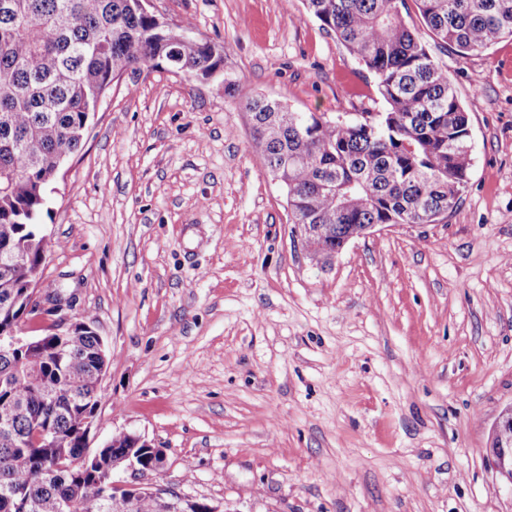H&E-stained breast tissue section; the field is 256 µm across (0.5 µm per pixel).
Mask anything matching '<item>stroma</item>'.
<instances>
[{
  "mask_svg": "<svg viewBox=\"0 0 512 512\" xmlns=\"http://www.w3.org/2000/svg\"><path fill=\"white\" fill-rule=\"evenodd\" d=\"M223 45L236 97L162 68L113 81L47 189L42 284L109 354L90 449L145 436L222 512H512L487 458L512 405V38L448 69L471 128L459 206L314 261L242 99L348 121L372 74L303 0H151Z\"/></svg>",
  "mask_w": 512,
  "mask_h": 512,
  "instance_id": "1",
  "label": "stroma"
}]
</instances>
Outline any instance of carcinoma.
<instances>
[{"instance_id": "carcinoma-1", "label": "carcinoma", "mask_w": 512, "mask_h": 512, "mask_svg": "<svg viewBox=\"0 0 512 512\" xmlns=\"http://www.w3.org/2000/svg\"><path fill=\"white\" fill-rule=\"evenodd\" d=\"M436 41L460 57L512 38V0H415ZM373 74L386 104L376 118L331 121L260 95L242 105L252 148L285 190L292 223L312 253L334 250L364 224H437L465 191L471 168L468 113L405 22V0H304ZM167 65L235 97L224 48L193 23L172 25L142 0H0V334L35 314L26 289L48 253L38 219L47 187L84 144L91 114L129 69ZM21 252L20 266L4 263ZM88 317L69 336L47 328L34 346L0 353V512H159L146 493L103 489L130 455L150 483L165 471L129 433L83 462L108 363ZM49 432L57 441L45 443Z\"/></svg>"}]
</instances>
